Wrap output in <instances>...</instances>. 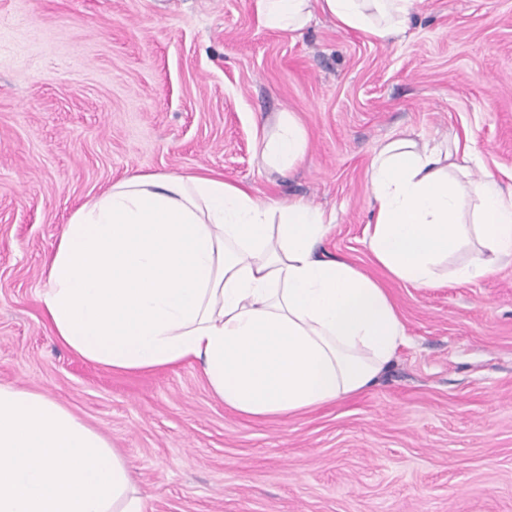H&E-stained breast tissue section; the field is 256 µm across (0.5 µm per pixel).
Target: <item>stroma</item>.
<instances>
[{"label": "stroma", "mask_w": 512, "mask_h": 512, "mask_svg": "<svg viewBox=\"0 0 512 512\" xmlns=\"http://www.w3.org/2000/svg\"><path fill=\"white\" fill-rule=\"evenodd\" d=\"M297 113L305 163L260 167L256 125ZM472 138L512 191V0H423L403 42L318 16L290 37L252 0H0V384L105 435L148 512H512V262L422 290L367 240L374 149ZM136 173L212 174L335 210L320 246L383 279L405 326L369 390L250 421L199 364L115 372L63 347L39 297L70 216Z\"/></svg>", "instance_id": "obj_1"}]
</instances>
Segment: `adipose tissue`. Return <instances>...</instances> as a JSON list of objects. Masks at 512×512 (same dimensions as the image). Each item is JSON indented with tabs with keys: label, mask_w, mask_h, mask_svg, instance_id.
Here are the masks:
<instances>
[{
	"label": "adipose tissue",
	"mask_w": 512,
	"mask_h": 512,
	"mask_svg": "<svg viewBox=\"0 0 512 512\" xmlns=\"http://www.w3.org/2000/svg\"><path fill=\"white\" fill-rule=\"evenodd\" d=\"M421 0H252L284 35L323 13L377 40L401 37ZM268 171L309 148L295 113L256 131ZM470 150L411 132L383 140L369 168V248L395 280L441 288L512 260V196L474 179ZM335 212L263 201L208 175L135 174L77 209L40 303L58 340L118 372L201 361L213 394L265 420L375 385L405 341L371 275L316 250ZM0 512H146L111 443L54 399L0 385Z\"/></svg>",
	"instance_id": "1"
}]
</instances>
